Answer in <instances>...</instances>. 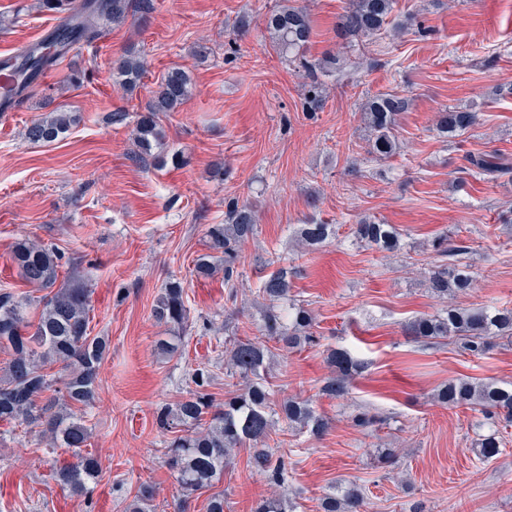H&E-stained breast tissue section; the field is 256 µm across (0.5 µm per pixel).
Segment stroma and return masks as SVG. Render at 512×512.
Masks as SVG:
<instances>
[{
  "instance_id": "stroma-1",
  "label": "stroma",
  "mask_w": 512,
  "mask_h": 512,
  "mask_svg": "<svg viewBox=\"0 0 512 512\" xmlns=\"http://www.w3.org/2000/svg\"><path fill=\"white\" fill-rule=\"evenodd\" d=\"M283 1L156 0L150 15L111 26L96 54L73 51L46 71L19 112L0 122V289L29 291L10 259L16 239L55 245L91 291L92 335L111 341L86 414L88 450L104 468L92 499L52 480L53 456L38 434L1 423L0 512H127L143 484L155 492L156 512H207L217 493L224 512H252L271 496L244 447L219 481L183 495L162 461L155 415L186 396L201 363L213 367L216 403L243 392L224 368V328L258 336L257 290L281 269L314 317L316 341L274 349L268 381L275 399H312L329 422L320 436L283 421L271 434L270 446L288 459L281 492L296 512H319L328 490L347 481L365 489L361 512H512V423L498 422L504 448L483 463L473 453L483 432L474 413L433 399L451 379L512 385V344L497 339L472 356L405 332L443 306L425 281L443 238L467 246L475 279L456 305L512 307V173L462 172L469 154L494 150L512 161V0H396L387 31L367 42L336 36L348 0H288L309 13L308 58L340 51L347 60L324 77L326 97L314 112L303 108L302 69L277 54L265 29L266 13ZM56 23L36 0H0V53L39 42ZM130 47L147 73L126 93L112 84L111 62ZM175 66L189 72L193 91L162 123L169 151L185 163L144 167L131 158L136 122ZM377 93L409 102L397 118L399 148L382 160L367 152L361 114ZM451 108L473 109L479 121L445 139L436 124ZM54 109L78 117L66 136L26 140V126ZM119 109L127 120L110 122ZM233 198L253 205L258 230L242 250L232 301L223 273L199 279L194 264L209 251L206 228L223 223ZM365 217L394 225L402 250L356 240ZM309 219L335 225V237L304 245L298 230ZM172 276L187 285L190 321L182 354L169 359L154 348L163 329L152 308ZM330 347L365 364L342 398L319 393ZM361 408L382 419L379 431L355 425ZM388 448L394 458L379 462Z\"/></svg>"
}]
</instances>
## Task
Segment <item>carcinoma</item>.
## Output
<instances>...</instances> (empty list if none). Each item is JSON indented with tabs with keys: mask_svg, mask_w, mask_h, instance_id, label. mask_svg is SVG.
<instances>
[{
	"mask_svg": "<svg viewBox=\"0 0 512 512\" xmlns=\"http://www.w3.org/2000/svg\"><path fill=\"white\" fill-rule=\"evenodd\" d=\"M73 0H38V8L65 15V23L43 41L32 44L7 60L13 69L17 99L28 96L39 76L55 66L61 57L80 42L102 37L105 27L120 24L129 13L142 16L155 10V0H90L81 11L72 7ZM394 7V0H349L340 18L338 35L369 38L380 32ZM265 27L275 50L290 62H299L310 83L304 107L308 111L321 108L323 85L318 80L317 64L306 57L313 38V27L306 11L291 5L279 6L266 16ZM119 85L132 90L146 72L145 60L137 50L129 49L112 64ZM191 94V78L179 67L169 69L158 89L145 105L135 127L138 152L132 159L141 162L148 157L166 163L178 162L177 155L165 153L166 133L161 117L176 112ZM408 100L393 94H377L363 106L364 121L372 137V153L386 159L395 153L393 135L396 116L405 111ZM478 114L471 110H454L443 114L440 131L461 134L476 125ZM76 122L70 112L57 109L26 127L25 136L34 144L52 143L67 133ZM467 161L478 174L512 171L508 160L491 151L481 156L468 155ZM257 233L254 208L246 203H227L224 223L207 228L212 248L220 255L205 254L195 263L199 277L214 275L217 267L224 271V282L233 285L243 247ZM334 234L333 225L311 222L301 229L303 240L310 245L325 242ZM357 236L385 251L400 249V237L390 224L363 221ZM437 251L442 264L428 277L429 288L440 298L454 297L472 288V278L461 266L467 247H450L439 242ZM65 253L52 245L28 237L17 239L11 248V259L19 277L28 286L47 291L34 299L7 289L0 290V349L11 358L0 374V421L39 429L49 436L53 454L69 455L72 461L53 470V478L77 496H88L101 477L103 467L97 455L85 451L91 435L86 424V408L93 405L98 376L109 350L108 340L89 332L90 304L88 290L74 278H60ZM185 283L168 279L152 309L155 321L170 329H182L189 321L185 305ZM288 271L281 270L265 279L258 288L260 305L264 307L261 335L268 340L291 346L312 344L313 317L304 307L288 302ZM35 319H30V310ZM408 335L425 344H438L442 339L454 341L467 354H484L491 340H512V308L490 310L462 309L453 304L433 316H419L406 325ZM157 350L174 356L181 348V337L162 336ZM268 346L261 340L235 338L228 349L227 365L231 375L246 384V392L215 403L209 387L213 373L199 366L191 373L194 389L174 404L161 406L156 425L167 436L164 463L173 472L182 491L191 494L224 474L231 451L249 446L250 462L271 486H282L287 480L288 462L268 447L270 434L280 418L315 435L324 433L328 422L316 413L309 399L288 398L272 407L273 393L265 385ZM328 362L337 373L324 381L319 393L342 397L349 392L348 377L360 368L344 350H328ZM438 401L450 408H467L487 418L504 416L512 421V388L490 382L450 381L439 391ZM501 439L490 433L473 449L482 460L500 454ZM151 486H141L132 512H155ZM364 494L357 484L349 483L338 492L327 495L322 512H359ZM254 512H294L281 497L263 498Z\"/></svg>",
	"mask_w": 512,
	"mask_h": 512,
	"instance_id": "1",
	"label": "carcinoma"
}]
</instances>
